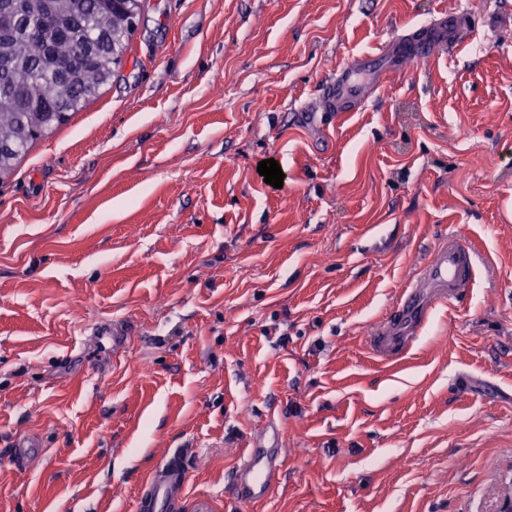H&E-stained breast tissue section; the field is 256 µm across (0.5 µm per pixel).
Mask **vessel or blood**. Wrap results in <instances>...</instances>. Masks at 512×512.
Listing matches in <instances>:
<instances>
[{
	"label": "vessel or blood",
	"mask_w": 512,
	"mask_h": 512,
	"mask_svg": "<svg viewBox=\"0 0 512 512\" xmlns=\"http://www.w3.org/2000/svg\"><path fill=\"white\" fill-rule=\"evenodd\" d=\"M466 12H441L420 27L404 31L377 52L356 56L337 69L327 84L324 97L330 112L344 117L359 111L386 73L400 69L410 59L434 56L439 50L457 47L467 26ZM476 275L475 251L458 234L442 236L421 270L401 289L395 305L371 331L373 355L385 361L405 357L436 310L458 302L472 288ZM283 434L267 425L232 476L237 498L265 499L282 472ZM187 473L180 457L173 456L152 472L138 503L139 512H213L211 499L187 502L184 491Z\"/></svg>",
	"instance_id": "vessel-or-blood-1"
}]
</instances>
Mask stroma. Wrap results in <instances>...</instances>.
Here are the masks:
<instances>
[{
    "label": "stroma",
    "mask_w": 512,
    "mask_h": 512,
    "mask_svg": "<svg viewBox=\"0 0 512 512\" xmlns=\"http://www.w3.org/2000/svg\"><path fill=\"white\" fill-rule=\"evenodd\" d=\"M139 4L111 80L0 177V512H139L173 454L217 512H501L512 0ZM462 5L456 50L308 120L337 68ZM446 233L474 287L378 360L372 327ZM113 322L124 347L96 350ZM271 422L283 479L233 499Z\"/></svg>",
    "instance_id": "35a3bbf8"
}]
</instances>
